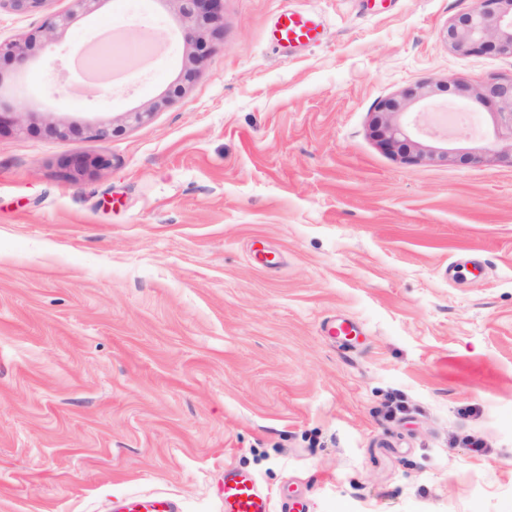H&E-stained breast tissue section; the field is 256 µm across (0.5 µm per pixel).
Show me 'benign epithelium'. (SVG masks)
<instances>
[{"mask_svg": "<svg viewBox=\"0 0 512 512\" xmlns=\"http://www.w3.org/2000/svg\"><path fill=\"white\" fill-rule=\"evenodd\" d=\"M48 0H0V10L15 14H26L41 9ZM69 9L48 16L34 33L0 42V56L6 55L23 65L52 51L59 35L68 28L78 14L94 13L104 0H69ZM182 22V34L189 49L183 80L192 81L199 66L209 52V47L222 25H224L223 0H175ZM444 38L448 46L463 54L495 52L512 57V0H478L476 5L448 22ZM448 90L455 98L474 97L495 107L496 135L500 147L493 160L512 164V77L489 83L470 84H419L407 89L399 98L385 100L373 119V133L387 150L403 160L446 163L450 160L469 164L478 157L469 153L448 155V150L423 149L412 140L409 130L399 116L404 113L407 102L427 99L435 90Z\"/></svg>", "mask_w": 512, "mask_h": 512, "instance_id": "benign-epithelium-1", "label": "benign epithelium"}]
</instances>
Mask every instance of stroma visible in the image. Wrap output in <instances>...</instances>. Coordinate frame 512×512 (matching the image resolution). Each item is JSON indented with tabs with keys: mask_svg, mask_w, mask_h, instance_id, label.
Wrapping results in <instances>:
<instances>
[{
	"mask_svg": "<svg viewBox=\"0 0 512 512\" xmlns=\"http://www.w3.org/2000/svg\"><path fill=\"white\" fill-rule=\"evenodd\" d=\"M476 2L224 0L186 84L171 0H103L52 58L0 62L27 108L0 135V512H223L228 468L272 512H512V165L475 101L478 132L419 139L475 164L405 162L372 128L416 85L512 76L443 37ZM67 7L1 13L0 40ZM285 10L321 42L274 47ZM107 26L135 78L94 94L72 63ZM177 504L164 495L129 496L114 512H178Z\"/></svg>",
	"mask_w": 512,
	"mask_h": 512,
	"instance_id": "1",
	"label": "stroma"
}]
</instances>
